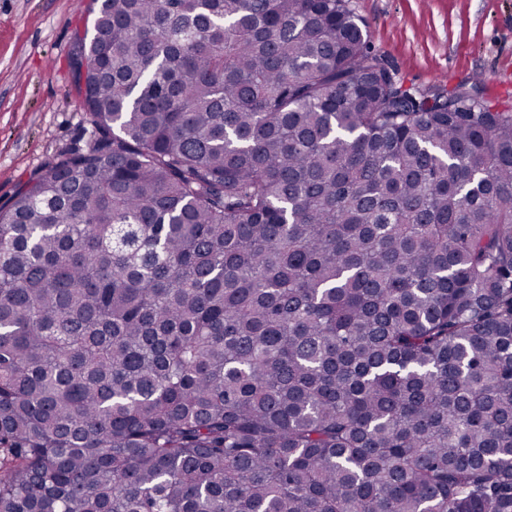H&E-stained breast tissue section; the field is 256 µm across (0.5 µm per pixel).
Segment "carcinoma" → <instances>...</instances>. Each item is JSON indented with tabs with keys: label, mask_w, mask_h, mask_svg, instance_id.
<instances>
[{
	"label": "carcinoma",
	"mask_w": 512,
	"mask_h": 512,
	"mask_svg": "<svg viewBox=\"0 0 512 512\" xmlns=\"http://www.w3.org/2000/svg\"><path fill=\"white\" fill-rule=\"evenodd\" d=\"M86 149L0 207V512H512V111L350 0H92Z\"/></svg>",
	"instance_id": "cac0c4a2"
}]
</instances>
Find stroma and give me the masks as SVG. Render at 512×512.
I'll return each mask as SVG.
<instances>
[{"label":"stroma","instance_id":"obj_1","mask_svg":"<svg viewBox=\"0 0 512 512\" xmlns=\"http://www.w3.org/2000/svg\"><path fill=\"white\" fill-rule=\"evenodd\" d=\"M373 53L405 84H477L512 106V0H352ZM90 0H0V206L60 154L86 147L91 124L70 67Z\"/></svg>","mask_w":512,"mask_h":512}]
</instances>
